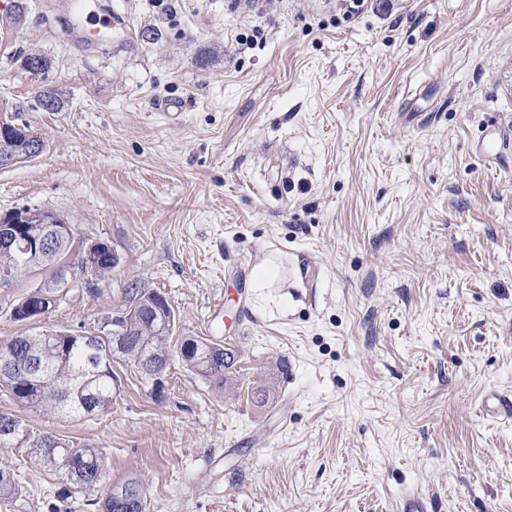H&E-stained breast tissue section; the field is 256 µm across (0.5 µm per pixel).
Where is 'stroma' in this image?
Returning a JSON list of instances; mask_svg holds the SVG:
<instances>
[{
  "label": "stroma",
  "mask_w": 512,
  "mask_h": 512,
  "mask_svg": "<svg viewBox=\"0 0 512 512\" xmlns=\"http://www.w3.org/2000/svg\"><path fill=\"white\" fill-rule=\"evenodd\" d=\"M14 2L0 106L45 148L0 168V213L54 212L119 263L34 323L10 312L40 275L0 287V342L94 331L132 279L166 296L175 338L238 357L219 389L177 360L156 386L116 356L109 413L0 389V414L101 447L147 512H512V419L483 408L512 395V170L472 149L512 135V0H126L106 53L72 33L114 0H25L13 24ZM32 51L46 73L22 69ZM50 87L62 111L38 104ZM0 467L18 486L0 512H94L26 448ZM501 145L500 130L491 127L474 145V151L487 161H497L501 157Z\"/></svg>",
  "instance_id": "obj_1"
}]
</instances>
